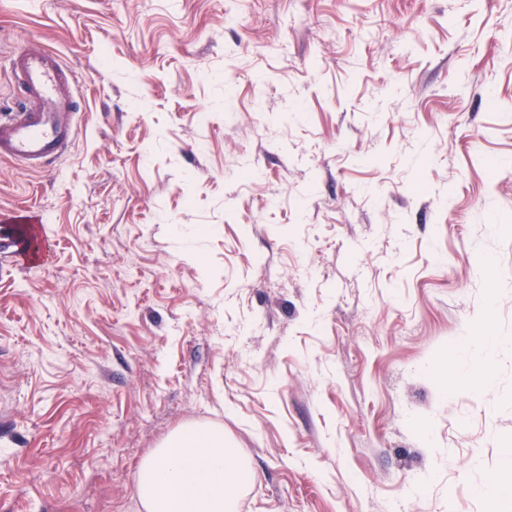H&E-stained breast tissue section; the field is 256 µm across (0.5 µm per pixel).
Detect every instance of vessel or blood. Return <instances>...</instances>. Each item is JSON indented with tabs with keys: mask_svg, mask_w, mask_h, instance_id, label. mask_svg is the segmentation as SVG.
Here are the masks:
<instances>
[{
	"mask_svg": "<svg viewBox=\"0 0 512 512\" xmlns=\"http://www.w3.org/2000/svg\"><path fill=\"white\" fill-rule=\"evenodd\" d=\"M10 68L20 99L8 119L0 121V158L35 172L57 159L77 134L73 75L55 54L34 45L15 54ZM0 251L12 265L27 260L14 232H0Z\"/></svg>",
	"mask_w": 512,
	"mask_h": 512,
	"instance_id": "vessel-or-blood-1",
	"label": "vessel or blood"
}]
</instances>
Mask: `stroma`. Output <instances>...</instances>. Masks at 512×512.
I'll return each mask as SVG.
<instances>
[{
  "mask_svg": "<svg viewBox=\"0 0 512 512\" xmlns=\"http://www.w3.org/2000/svg\"><path fill=\"white\" fill-rule=\"evenodd\" d=\"M77 136L0 159V512H140L220 427L235 512H512V0H0ZM1 249L3 253L8 254L10 263L13 266H18L28 261L22 242L19 239L17 228H15L13 233L0 232V254Z\"/></svg>",
  "mask_w": 512,
  "mask_h": 512,
  "instance_id": "35a3bbf8",
  "label": "stroma"
}]
</instances>
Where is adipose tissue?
Wrapping results in <instances>:
<instances>
[{"label": "adipose tissue", "instance_id": "1", "mask_svg": "<svg viewBox=\"0 0 512 512\" xmlns=\"http://www.w3.org/2000/svg\"><path fill=\"white\" fill-rule=\"evenodd\" d=\"M252 479L222 430L188 427L142 460L136 492L143 512H234Z\"/></svg>", "mask_w": 512, "mask_h": 512}]
</instances>
